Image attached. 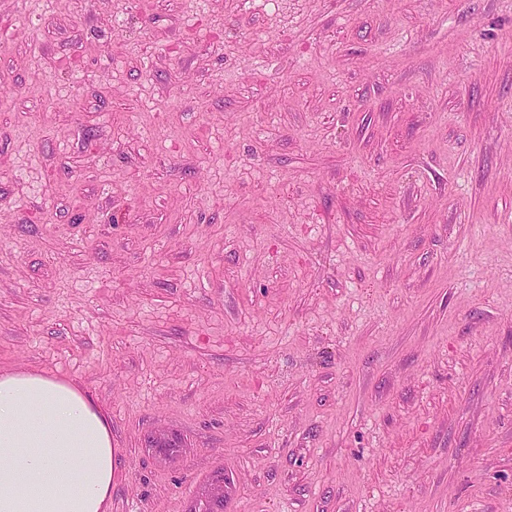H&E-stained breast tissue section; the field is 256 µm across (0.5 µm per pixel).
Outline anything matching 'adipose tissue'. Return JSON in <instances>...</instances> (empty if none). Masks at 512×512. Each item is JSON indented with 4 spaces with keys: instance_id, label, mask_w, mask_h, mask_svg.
<instances>
[{
    "instance_id": "ef3b65f1",
    "label": "adipose tissue",
    "mask_w": 512,
    "mask_h": 512,
    "mask_svg": "<svg viewBox=\"0 0 512 512\" xmlns=\"http://www.w3.org/2000/svg\"><path fill=\"white\" fill-rule=\"evenodd\" d=\"M107 414L75 381L0 369V512H111Z\"/></svg>"
}]
</instances>
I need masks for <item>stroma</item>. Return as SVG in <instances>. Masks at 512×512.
<instances>
[{
	"label": "stroma",
	"mask_w": 512,
	"mask_h": 512,
	"mask_svg": "<svg viewBox=\"0 0 512 512\" xmlns=\"http://www.w3.org/2000/svg\"><path fill=\"white\" fill-rule=\"evenodd\" d=\"M14 366L112 512H512V0H0Z\"/></svg>",
	"instance_id": "35a3bbf8"
}]
</instances>
